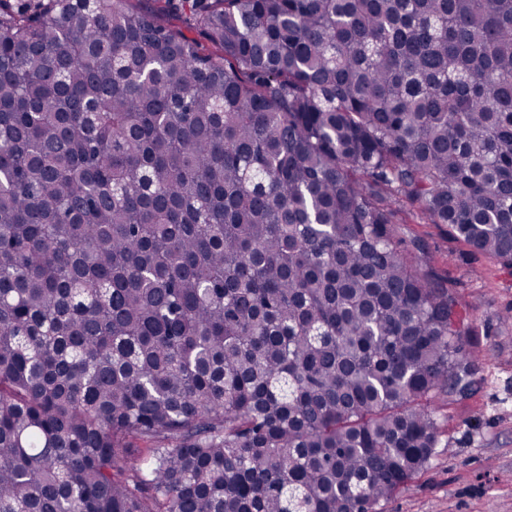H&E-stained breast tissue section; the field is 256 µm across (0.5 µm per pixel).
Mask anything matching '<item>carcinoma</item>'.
I'll list each match as a JSON object with an SVG mask.
<instances>
[{
    "instance_id": "obj_1",
    "label": "carcinoma",
    "mask_w": 512,
    "mask_h": 512,
    "mask_svg": "<svg viewBox=\"0 0 512 512\" xmlns=\"http://www.w3.org/2000/svg\"><path fill=\"white\" fill-rule=\"evenodd\" d=\"M404 204L512 269V0H0V512H375L474 369Z\"/></svg>"
}]
</instances>
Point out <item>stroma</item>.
Here are the masks:
<instances>
[{
    "label": "stroma",
    "mask_w": 512,
    "mask_h": 512,
    "mask_svg": "<svg viewBox=\"0 0 512 512\" xmlns=\"http://www.w3.org/2000/svg\"><path fill=\"white\" fill-rule=\"evenodd\" d=\"M467 313L477 356L467 391L435 401L440 437L428 466L377 512H512V270L472 252L447 225H398Z\"/></svg>",
    "instance_id": "1"
}]
</instances>
